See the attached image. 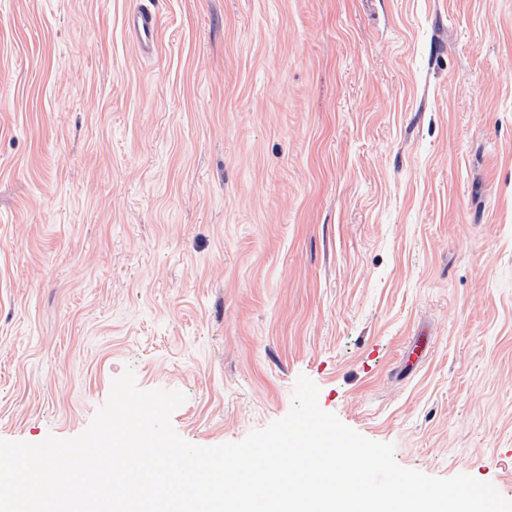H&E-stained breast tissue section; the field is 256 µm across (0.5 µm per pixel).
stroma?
<instances>
[{"instance_id":"stroma-1","label":"stroma","mask_w":512,"mask_h":512,"mask_svg":"<svg viewBox=\"0 0 512 512\" xmlns=\"http://www.w3.org/2000/svg\"><path fill=\"white\" fill-rule=\"evenodd\" d=\"M137 3L0 0V440L130 368L237 442L304 375L512 499V0H160L151 57ZM159 0H141L128 17L129 31L143 55L152 56L158 50L160 22L155 4Z\"/></svg>"}]
</instances>
